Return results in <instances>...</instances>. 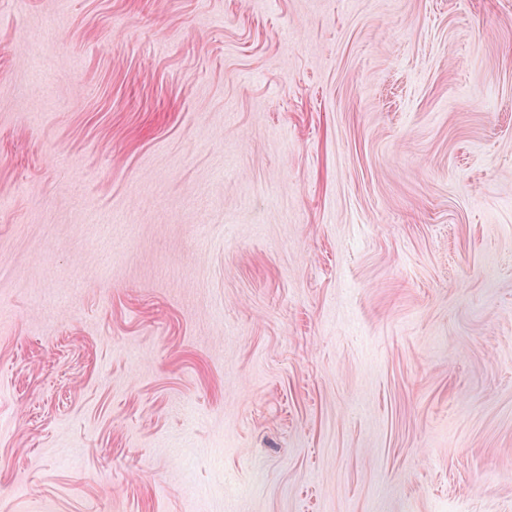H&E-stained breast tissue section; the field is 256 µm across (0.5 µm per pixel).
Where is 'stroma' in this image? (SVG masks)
I'll list each match as a JSON object with an SVG mask.
<instances>
[{
	"instance_id": "obj_1",
	"label": "stroma",
	"mask_w": 512,
	"mask_h": 512,
	"mask_svg": "<svg viewBox=\"0 0 512 512\" xmlns=\"http://www.w3.org/2000/svg\"><path fill=\"white\" fill-rule=\"evenodd\" d=\"M0 512H512V0H0Z\"/></svg>"
}]
</instances>
